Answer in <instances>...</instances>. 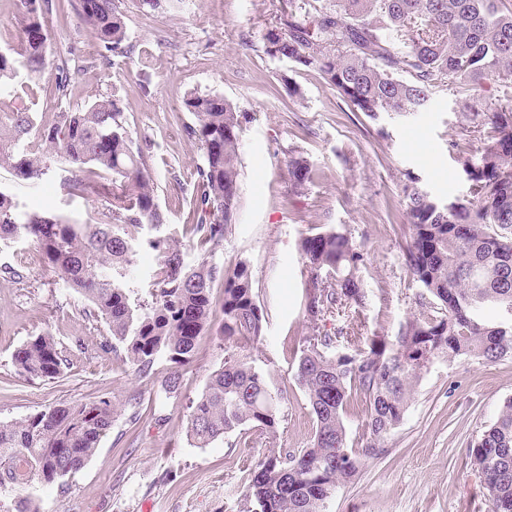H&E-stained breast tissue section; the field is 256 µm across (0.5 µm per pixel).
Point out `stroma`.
Masks as SVG:
<instances>
[{
	"instance_id": "35a3bbf8",
	"label": "stroma",
	"mask_w": 512,
	"mask_h": 512,
	"mask_svg": "<svg viewBox=\"0 0 512 512\" xmlns=\"http://www.w3.org/2000/svg\"><path fill=\"white\" fill-rule=\"evenodd\" d=\"M124 14L128 52L104 62L95 37L75 15L51 18L44 72L14 95L1 96L0 113L24 106L48 122L93 94L116 93L158 185L162 231L185 244L189 264L199 258L185 225L202 152L184 132L190 115L182 101L191 92L219 93L245 114L239 207L209 259L227 270L240 261L249 265L267 321L254 356L282 396L277 442L309 447L313 416L294 377L297 346L310 333L299 239L332 228L364 252V308L328 314L324 330L359 319L368 330L397 336L422 291L402 256L404 186L412 176L416 188L438 201L465 195L458 154L475 150L474 124L457 114L449 90L436 93L424 111L396 112L379 124L351 111L316 70L264 53V36L278 21L275 0H183L179 8L157 11L124 0ZM63 59L74 72L64 95L54 82ZM288 80L302 98H289ZM380 127L385 137H378ZM293 150L316 169L299 196L289 193L284 175ZM107 186L98 179L83 196L69 199L54 180L20 189L0 170V189L14 193L21 210L81 223L100 220ZM4 262L22 278L0 280V421L103 398L116 415L80 471L51 484L35 479L19 491L0 490V512H15L23 496L40 512H244L245 470L267 454L264 443L250 434L231 435L197 448L186 436L189 401L224 363L223 336L213 330L202 338L178 392H169L170 362L158 357L142 375L123 349H102L106 328L80 316L84 299L43 265L29 240L0 242ZM43 333L61 343L69 362L64 377L53 382L20 376L12 361L19 346ZM511 397L512 357L435 360L402 423L386 436L385 455L365 460L355 480L337 490L330 512H491L468 448Z\"/></svg>"
}]
</instances>
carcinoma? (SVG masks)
<instances>
[{"mask_svg": "<svg viewBox=\"0 0 512 512\" xmlns=\"http://www.w3.org/2000/svg\"><path fill=\"white\" fill-rule=\"evenodd\" d=\"M122 0H16L20 49L0 51V95L16 80L33 78L47 61V15L72 11L97 39L102 53L122 54L128 41ZM264 52L315 69L354 112L375 121L389 112H420L433 94L457 89V112H483L479 146L461 157L466 195L441 203L405 186L406 266L423 292L417 310L391 340L363 335L362 321L334 333L324 317L364 306L361 247L330 229L302 237L298 251L308 269L304 317L312 330L299 346L296 380L314 416L309 447L271 448L247 471L244 512H328L336 489L358 473L362 459L386 452L385 437L404 419L413 386L439 358L494 362L512 356V9L502 0H282L279 27L265 36ZM497 82L498 98L478 109L484 84ZM189 140L203 151L196 166L192 238L224 240L238 206L239 148L245 114L218 93L191 92ZM37 135L42 148L28 147ZM69 196H81L89 175L112 176L103 196L106 221L79 224L39 211L19 210L0 190V241L26 237L45 267L87 301L82 315L104 322L112 339L141 374L163 354L174 371L173 390L198 342L222 315L224 341L235 350L190 401L187 436L206 448L235 432L253 430L274 444L281 397L248 350L265 338L266 318L247 263L223 270L203 257L185 262L176 241L160 233L165 219L157 183L135 146L117 95L93 96L39 125L24 106L0 115V169L19 180L54 172ZM290 192H305L315 177L308 157H288ZM159 256L153 287L142 295L129 267L142 246ZM222 281V292L213 288ZM498 314H483L486 304ZM66 359L50 334L19 347L13 363L31 379L60 378ZM363 404L360 448L349 446L344 412L350 398ZM109 400L56 406L0 421V487L21 488L38 476L56 482L80 470L112 429ZM484 480L491 512H512V399L469 448Z\"/></svg>", "mask_w": 512, "mask_h": 512, "instance_id": "1", "label": "carcinoma"}]
</instances>
